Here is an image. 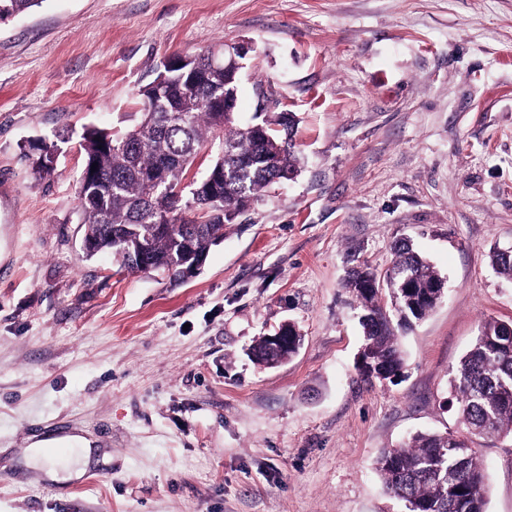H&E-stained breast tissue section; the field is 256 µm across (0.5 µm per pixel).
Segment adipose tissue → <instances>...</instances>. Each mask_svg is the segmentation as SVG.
I'll use <instances>...</instances> for the list:
<instances>
[{
  "label": "adipose tissue",
  "mask_w": 512,
  "mask_h": 512,
  "mask_svg": "<svg viewBox=\"0 0 512 512\" xmlns=\"http://www.w3.org/2000/svg\"><path fill=\"white\" fill-rule=\"evenodd\" d=\"M97 459L98 450L93 440L78 434L30 445L23 455L24 463L41 465L53 481L81 478L86 468Z\"/></svg>",
  "instance_id": "ef3b65f1"
}]
</instances>
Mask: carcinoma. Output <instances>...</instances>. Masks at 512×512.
<instances>
[{
    "label": "carcinoma",
    "instance_id": "obj_1",
    "mask_svg": "<svg viewBox=\"0 0 512 512\" xmlns=\"http://www.w3.org/2000/svg\"><path fill=\"white\" fill-rule=\"evenodd\" d=\"M44 0H0V20L32 11ZM213 47L193 56L191 64L163 68L140 90L142 100L161 96L159 106L142 105L141 120L112 137L105 130L84 129L80 150L84 166L98 164L92 180L80 179L78 201L84 239L97 253H109L130 272L165 274L170 284L183 281L189 263L185 245L209 253L224 230L244 215L275 184L298 172L295 115L258 112L241 126L235 113L216 108L231 75L208 63ZM209 149L206 173L189 177L200 151ZM58 144L29 143L25 157L34 174L50 178L48 162ZM180 187L179 198L171 190ZM143 251L148 264L132 255ZM392 266L382 275L368 267L352 274L346 287L360 309L362 357L389 370L387 380L402 374L404 353L396 328L425 319L440 302L443 280L406 240L395 247ZM504 323L483 321L479 334L450 373L451 406L460 431L417 434L384 449L376 471L384 490L404 503L406 512H486L487 473L474 436L512 434V344L502 336Z\"/></svg>",
    "mask_w": 512,
    "mask_h": 512
}]
</instances>
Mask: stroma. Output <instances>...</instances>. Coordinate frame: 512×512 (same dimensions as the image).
I'll use <instances>...</instances> for the list:
<instances>
[{"instance_id": "35a3bbf8", "label": "stroma", "mask_w": 512, "mask_h": 512, "mask_svg": "<svg viewBox=\"0 0 512 512\" xmlns=\"http://www.w3.org/2000/svg\"><path fill=\"white\" fill-rule=\"evenodd\" d=\"M247 42L237 122L297 120L299 175L178 287L87 257L85 127L140 118L168 57ZM68 132L53 178L23 147ZM446 280L406 331L404 373L364 381L345 283L393 243ZM512 0H43L0 23V512H404L382 449L457 430L450 372L512 322ZM292 323L297 353L255 364ZM78 433L104 461L54 482L19 452ZM486 512H512V435L473 438ZM287 329L288 324H284L282 331L278 330L274 335L268 336V339L271 342V347L276 349L282 345H285V341L288 342V337L289 339H293L295 343L298 336H300L299 333L295 329H289L288 336H282ZM268 339L267 336L261 337L252 348V357L259 365L264 366V363L267 359L269 351Z\"/></svg>"}]
</instances>
